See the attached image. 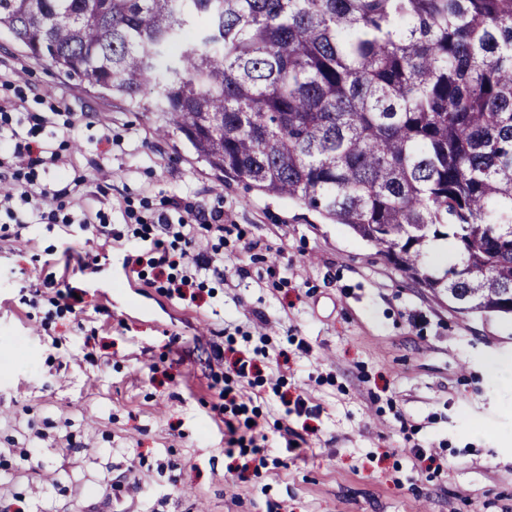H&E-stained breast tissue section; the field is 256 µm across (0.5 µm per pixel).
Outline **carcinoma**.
Listing matches in <instances>:
<instances>
[{
	"instance_id": "carcinoma-1",
	"label": "carcinoma",
	"mask_w": 512,
	"mask_h": 512,
	"mask_svg": "<svg viewBox=\"0 0 512 512\" xmlns=\"http://www.w3.org/2000/svg\"><path fill=\"white\" fill-rule=\"evenodd\" d=\"M2 28L220 176L512 317V0H0Z\"/></svg>"
}]
</instances>
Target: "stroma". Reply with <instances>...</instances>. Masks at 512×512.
Listing matches in <instances>:
<instances>
[{
    "label": "stroma",
    "mask_w": 512,
    "mask_h": 512,
    "mask_svg": "<svg viewBox=\"0 0 512 512\" xmlns=\"http://www.w3.org/2000/svg\"><path fill=\"white\" fill-rule=\"evenodd\" d=\"M0 99L53 113L40 138L68 164L41 178L68 182L107 230L131 235L170 197L224 212L223 235L201 238L224 277L183 300L125 273L124 246L58 224L0 248V512H512L511 320L460 313L344 225L222 182L180 132L157 136L152 113L4 30ZM85 251L100 268L57 280ZM68 291L83 326L56 310ZM240 356L242 378L226 370ZM226 385L243 404L220 403ZM240 409L259 451L227 444Z\"/></svg>",
    "instance_id": "1"
}]
</instances>
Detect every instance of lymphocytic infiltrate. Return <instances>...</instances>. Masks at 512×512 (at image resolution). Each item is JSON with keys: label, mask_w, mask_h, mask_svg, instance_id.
Here are the masks:
<instances>
[{"label": "lymphocytic infiltrate", "mask_w": 512, "mask_h": 512, "mask_svg": "<svg viewBox=\"0 0 512 512\" xmlns=\"http://www.w3.org/2000/svg\"><path fill=\"white\" fill-rule=\"evenodd\" d=\"M14 109V103L0 101V128L7 126L11 129L9 145L0 149V183L8 186L7 191H0V211L5 212L16 226L14 232L0 234V240L20 241L23 230L31 224L61 223L67 227L76 224L92 237L103 235V228L96 224L91 212H69V188L50 186L37 180L38 169L64 165L61 156L49 143L35 140L36 134L50 124V117L42 112L27 114V131H18L10 126ZM169 206V212L159 213L155 223L134 230L128 247L135 253L141 252L143 247H150L155 254L154 266L167 265L172 269L167 278V294L181 297L202 277L223 278L224 264L204 252L192 232L193 225L207 223L205 212L181 208L175 199L170 200ZM173 210L178 211V219L170 218L169 213ZM170 240L181 245L180 258L174 262L168 258L166 243Z\"/></svg>", "instance_id": "f902f5d3"}]
</instances>
